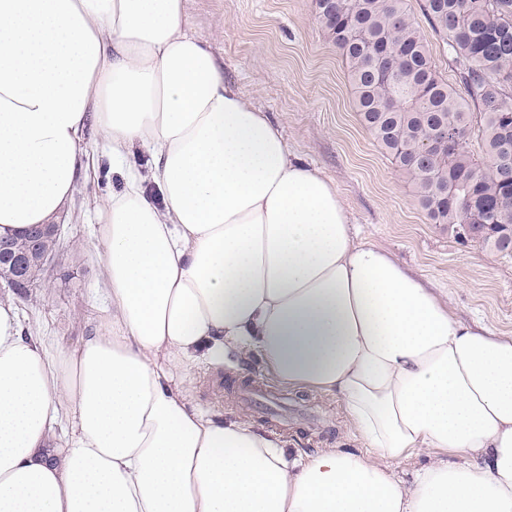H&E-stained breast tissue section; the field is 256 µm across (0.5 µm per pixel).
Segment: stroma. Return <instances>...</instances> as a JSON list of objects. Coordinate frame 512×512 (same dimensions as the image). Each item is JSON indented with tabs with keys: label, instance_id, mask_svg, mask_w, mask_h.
Instances as JSON below:
<instances>
[{
	"label": "stroma",
	"instance_id": "1",
	"mask_svg": "<svg viewBox=\"0 0 512 512\" xmlns=\"http://www.w3.org/2000/svg\"><path fill=\"white\" fill-rule=\"evenodd\" d=\"M192 30L206 41L243 95L270 113L290 150L333 180L359 237L395 255L432 288L447 294L458 318L512 336V254L458 240L429 223L352 104L344 62L315 18L312 0H187ZM103 137L88 129L95 165L77 179L59 215L56 265L25 295L0 280L31 333L77 346L98 315L105 280L94 211L116 185ZM193 407L214 416L236 413L284 447L315 452L360 444L335 396L279 384L261 356L224 353L222 367L193 362Z\"/></svg>",
	"mask_w": 512,
	"mask_h": 512
}]
</instances>
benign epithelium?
<instances>
[{
    "label": "benign epithelium",
    "instance_id": "benign-epithelium-1",
    "mask_svg": "<svg viewBox=\"0 0 512 512\" xmlns=\"http://www.w3.org/2000/svg\"><path fill=\"white\" fill-rule=\"evenodd\" d=\"M59 225L46 224L26 237L20 246L13 240L0 239V277L13 288L29 287L44 272L55 251L43 247L45 238L57 239Z\"/></svg>",
    "mask_w": 512,
    "mask_h": 512
}]
</instances>
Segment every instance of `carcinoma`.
Listing matches in <instances>:
<instances>
[{
    "label": "carcinoma",
    "mask_w": 512,
    "mask_h": 512,
    "mask_svg": "<svg viewBox=\"0 0 512 512\" xmlns=\"http://www.w3.org/2000/svg\"><path fill=\"white\" fill-rule=\"evenodd\" d=\"M362 124L433 224L512 253V0H423L468 100L442 79L405 0H313ZM477 137L421 154L438 124Z\"/></svg>",
    "instance_id": "cac0c4a2"
}]
</instances>
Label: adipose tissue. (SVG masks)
Here are the masks:
<instances>
[{"mask_svg": "<svg viewBox=\"0 0 512 512\" xmlns=\"http://www.w3.org/2000/svg\"><path fill=\"white\" fill-rule=\"evenodd\" d=\"M91 124L120 177L100 317L54 350L0 301V512H512V336L356 238L184 0H0V236L54 223ZM228 349L336 396L362 451L190 408V362Z\"/></svg>", "mask_w": 512, "mask_h": 512, "instance_id": "obj_1", "label": "adipose tissue"}]
</instances>
